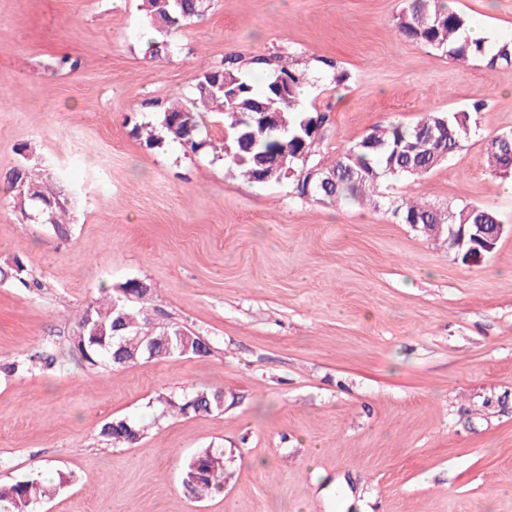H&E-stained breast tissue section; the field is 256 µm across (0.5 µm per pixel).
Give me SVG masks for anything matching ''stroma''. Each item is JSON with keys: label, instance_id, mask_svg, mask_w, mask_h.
Segmentation results:
<instances>
[{"label": "stroma", "instance_id": "obj_1", "mask_svg": "<svg viewBox=\"0 0 512 512\" xmlns=\"http://www.w3.org/2000/svg\"><path fill=\"white\" fill-rule=\"evenodd\" d=\"M142 0H0V269L22 261L44 287L0 280V360L51 352V367L0 373V482L69 478L30 512H512V233L477 265L445 238L349 198L298 197L223 162L148 149L144 101L189 97L225 55H290L309 109L330 121L323 165L373 127L484 102L479 133L430 174L387 182L436 207L512 192L486 163L512 132V67L460 65L403 37L402 0H213L145 54ZM489 44L512 41V0H454ZM76 61L58 70L56 58ZM349 73L338 85L321 60ZM66 200L68 237L24 218L17 164ZM130 279L154 324L211 351L132 367L87 366L75 313ZM200 388L224 409L163 413ZM136 420L128 448L101 424ZM220 448L232 473L196 500L183 471Z\"/></svg>", "mask_w": 512, "mask_h": 512}]
</instances>
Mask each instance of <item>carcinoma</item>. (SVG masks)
<instances>
[{
    "label": "carcinoma",
    "instance_id": "obj_1",
    "mask_svg": "<svg viewBox=\"0 0 512 512\" xmlns=\"http://www.w3.org/2000/svg\"><path fill=\"white\" fill-rule=\"evenodd\" d=\"M210 0H143L144 12L154 29L168 33L188 25L204 15ZM469 19L452 9L448 0H403L397 28L404 37L440 51L459 64L480 59L489 70L512 66V42L494 48L486 41L471 39L467 32ZM250 65L269 73L264 85L258 87L242 75L243 58L227 55L224 61L205 70L197 79L187 103L180 97H169L159 109L157 125L136 124V137L148 148L176 144L184 152L212 154L222 160L232 174H240L253 183H260L259 173L277 172L293 185L301 198L314 196L321 201L361 195L369 197L374 207L385 208L403 224H426L434 231L436 224H499L496 210L488 204L467 203L436 208L414 199L390 198L378 191L379 182L389 177H418L430 173L453 156L477 130L474 114L482 104L474 103L457 112H425L413 124L401 122L386 128L371 129L357 144L347 149L329 167L316 161L318 145L329 121L326 112L310 111L301 95L305 75L282 56L254 57ZM320 72L336 83L348 79L332 60H321ZM224 115V137L217 144L203 133L198 110ZM487 158L492 172L512 174V133H500L487 140ZM10 187L21 188V201L38 204L44 222L58 235L67 234L61 216L63 207L52 189L41 184L25 167L12 169ZM20 285L39 291L42 282L29 274L20 260L14 261L10 272L3 273ZM130 280L106 298L87 304L75 321L72 347L91 366L116 364L112 335L138 336L154 341L149 352H127L125 365L144 360L182 355L180 336L187 329L178 325L155 327L132 306L141 296ZM222 391L201 390L179 402L160 397L163 411L180 414H210L224 411ZM143 435L141 425L126 418L105 422L99 436L111 445L131 446ZM227 460L224 450L206 448L187 464L182 485L197 499H204L224 488ZM52 485L42 476L0 486V512H28L31 505L51 498Z\"/></svg>",
    "mask_w": 512,
    "mask_h": 512
}]
</instances>
